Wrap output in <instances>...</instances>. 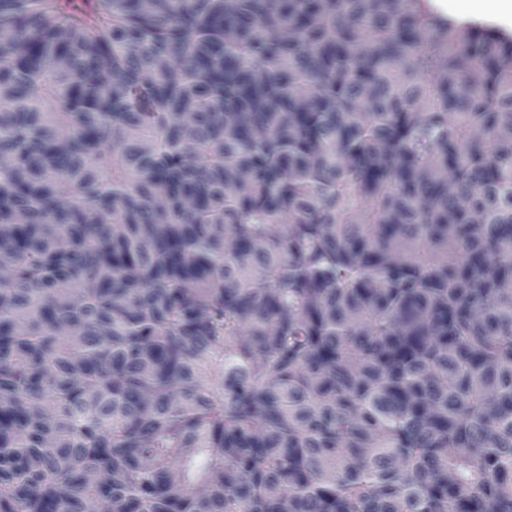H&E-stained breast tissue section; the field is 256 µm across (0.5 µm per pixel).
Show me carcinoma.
<instances>
[{
	"instance_id": "cac0c4a2",
	"label": "carcinoma",
	"mask_w": 512,
	"mask_h": 512,
	"mask_svg": "<svg viewBox=\"0 0 512 512\" xmlns=\"http://www.w3.org/2000/svg\"><path fill=\"white\" fill-rule=\"evenodd\" d=\"M0 512H512V36L423 0H0Z\"/></svg>"
}]
</instances>
